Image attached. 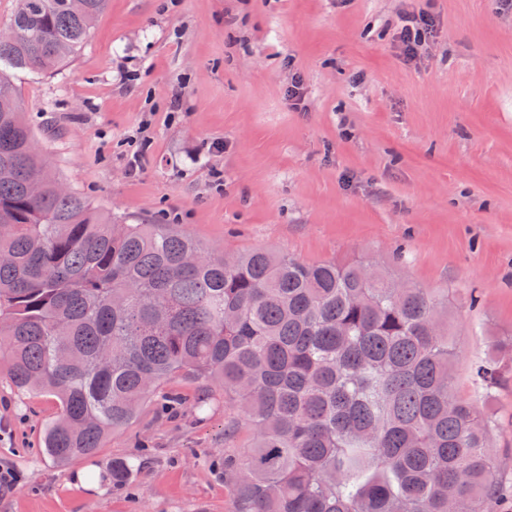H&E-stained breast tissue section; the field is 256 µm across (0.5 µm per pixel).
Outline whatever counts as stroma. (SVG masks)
<instances>
[{"mask_svg": "<svg viewBox=\"0 0 512 512\" xmlns=\"http://www.w3.org/2000/svg\"><path fill=\"white\" fill-rule=\"evenodd\" d=\"M433 32L414 57L406 16ZM20 107L60 178L131 224H175L208 251L370 261L448 298L453 384L492 342L485 403L512 512V7L503 0H109L79 53L19 73ZM301 103L291 106L288 89ZM224 173L215 189L213 171ZM144 410L66 467L42 452L53 397L0 375V512H232L225 454L248 447L234 398ZM136 468L112 483L113 461ZM98 472L82 487L77 473Z\"/></svg>", "mask_w": 512, "mask_h": 512, "instance_id": "stroma-1", "label": "stroma"}]
</instances>
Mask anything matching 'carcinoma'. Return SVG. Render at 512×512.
Returning <instances> with one entry per match:
<instances>
[{"instance_id": "1", "label": "carcinoma", "mask_w": 512, "mask_h": 512, "mask_svg": "<svg viewBox=\"0 0 512 512\" xmlns=\"http://www.w3.org/2000/svg\"><path fill=\"white\" fill-rule=\"evenodd\" d=\"M107 0H19L0 41V367L54 397L56 465L96 454L173 377L230 394L251 447L224 456L233 512H490L487 410L454 393L448 301L362 264L205 250L171 224H119L34 146L18 72L50 74ZM492 345L472 384L499 380ZM134 466L112 462V482Z\"/></svg>"}]
</instances>
